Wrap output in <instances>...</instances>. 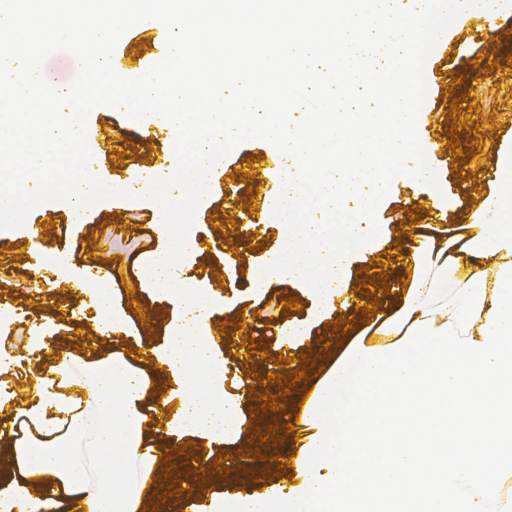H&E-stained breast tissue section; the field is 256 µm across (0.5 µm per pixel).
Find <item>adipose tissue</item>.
<instances>
[{
    "label": "adipose tissue",
    "mask_w": 512,
    "mask_h": 512,
    "mask_svg": "<svg viewBox=\"0 0 512 512\" xmlns=\"http://www.w3.org/2000/svg\"><path fill=\"white\" fill-rule=\"evenodd\" d=\"M404 253L405 294L316 384L293 474L207 497L202 512H512V223L475 215L461 245L418 236ZM150 264L186 310L156 357L180 379L165 431L225 445L242 434L241 401L194 388L198 374L224 378L204 339L214 305L187 290L169 252ZM23 376L22 404L0 398V414L28 426L0 455V512H138L142 475L164 461L144 407L165 409V389L111 354Z\"/></svg>",
    "instance_id": "adipose-tissue-1"
}]
</instances>
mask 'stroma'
Wrapping results in <instances>:
<instances>
[{
    "mask_svg": "<svg viewBox=\"0 0 512 512\" xmlns=\"http://www.w3.org/2000/svg\"><path fill=\"white\" fill-rule=\"evenodd\" d=\"M445 40L455 43L454 53L434 46L429 54L424 76L427 86L425 100L419 110L416 124L419 140L440 139L446 144L444 152L433 159L442 194L439 212L442 222H434L427 213L416 210L414 202L424 197L425 189L416 186L404 175L396 177L387 196L377 209L378 241L396 243L407 220L424 228L425 234L440 235L444 230L456 229L469 223L473 211H480L486 224L502 223L512 211V188L503 186L492 162L494 156L512 150V92L501 93L488 82L471 79L474 67L484 66L496 49V42L486 34L476 32L471 21L459 18L444 33ZM133 120L121 108L105 110L94 108L87 120L86 141L96 175L110 181L114 167L136 170L134 151L128 150L109 157L103 156L104 146L99 129H106L113 138L122 139L131 130ZM464 146L470 160L469 168L481 176L478 194L463 192L457 146ZM275 150L271 143L257 138L243 141L217 163L210 172L209 191L200 203L190 231L201 248L188 252L180 267L191 281L205 279L214 268L222 269L224 288L211 289L216 304L214 324L208 327V339L224 355V382L221 394L240 398L245 407L243 421L246 428L237 445L209 447L186 438H164L165 449L182 451L184 461L209 457L210 463L202 476L205 486L215 494L235 489L239 477L248 471L266 472L279 477L281 468L269 464L257 446L262 439L276 441L275 452L281 459L297 454L299 444L287 425L294 421L297 402L315 386L316 377H308L294 392L295 404L287 413L278 414L277 421L267 436L251 432L254 417L262 416L258 399L249 396L242 378L245 359L236 347L226 345L219 334L217 323L230 320L244 310L254 313L253 325L259 329L258 352L264 353L268 372H282L277 359L288 353L294 358H307L318 365L330 366L339 350L349 341L348 336L326 343L336 322L350 324L353 334H365L373 327L371 317L355 318L345 315L342 308L327 311L323 317L314 316L315 304L306 287L300 283L280 279L257 289L252 283L254 271L267 255L277 250L285 237V228L275 217L273 209L259 216L260 245L248 253L240 265L225 262V238L220 233L218 216L225 212L228 201L247 199L248 183L243 173L251 169L254 156ZM140 181L127 183L129 197L100 202L74 217L69 204L46 202L34 208L23 227L0 230V309L12 316L9 328L0 329V356L11 358L14 371H22L28 363L38 361L40 350L28 348L27 336L39 326L50 325L54 335L68 339V352L84 357L101 349L125 353L134 357L138 365L147 366L152 354L165 344V334L184 312L180 298L164 293L141 276L152 255L169 246L166 233L160 231L163 219L157 213L154 201L139 198ZM48 225L50 236L43 250L53 262L47 265L44 278H30L25 270V259L34 251L35 241L30 230ZM107 224L112 228L111 238L100 237L98 228ZM80 283L83 288L108 283V309L81 305L75 290L54 285V278ZM297 300L298 309L284 308V301ZM116 310L124 317L121 334L104 337L96 327L106 319L108 310ZM302 329L306 340L292 348H285L281 338L288 328Z\"/></svg>",
    "mask_w": 512,
    "mask_h": 512,
    "instance_id": "1",
    "label": "stroma"
}]
</instances>
